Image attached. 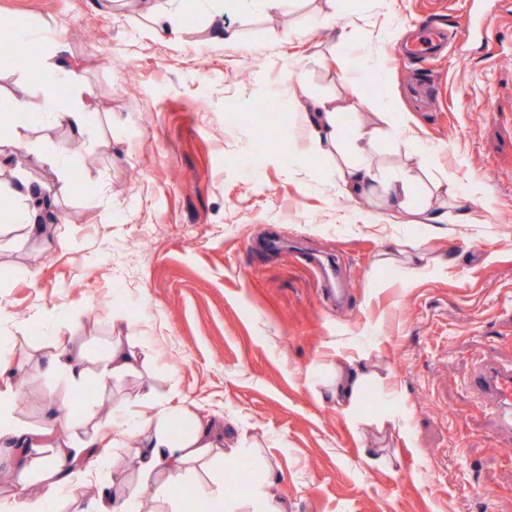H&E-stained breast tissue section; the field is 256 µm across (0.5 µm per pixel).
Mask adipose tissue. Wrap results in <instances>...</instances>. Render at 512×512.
Listing matches in <instances>:
<instances>
[{"label": "adipose tissue", "instance_id": "1", "mask_svg": "<svg viewBox=\"0 0 512 512\" xmlns=\"http://www.w3.org/2000/svg\"><path fill=\"white\" fill-rule=\"evenodd\" d=\"M68 50L58 45L50 58L34 57L32 67L41 75L42 93L36 98H16L9 106L14 110L36 112L42 110L56 95V88L69 75ZM302 117L308 130L310 151L322 152L337 142V109L321 102L302 104ZM374 131L358 128L352 141L351 153L343 157L337 174L345 194L384 197L393 215L409 211L410 188L418 180L416 170H408L402 178L381 181L361 158L372 145ZM370 373L364 366L350 362L336 370V383L331 397L338 409L353 413L364 393ZM11 387L0 389V441L20 447L44 449L37 464L45 487L43 495L35 497L28 491L26 477H18L12 494L10 512H58V502H65L68 512H86L82 493L83 479L92 471L89 455L64 448L56 440L58 432L70 431L72 422L67 418L50 421L39 432L18 430L8 409ZM174 415L160 411L143 416L136 423H128L114 416L98 424L99 429L112 432L113 441L135 439L139 457L137 477L116 475L111 492L102 493L98 512H129L131 504L152 492L154 497L169 505L170 512H182V490L186 475L193 463H209L215 459H233L238 448L225 443L223 436L215 434L203 422H195L181 437H173ZM195 495L207 504L209 512H287L286 505L270 491L269 480L259 481L247 497L229 503L217 482H198Z\"/></svg>", "mask_w": 512, "mask_h": 512}]
</instances>
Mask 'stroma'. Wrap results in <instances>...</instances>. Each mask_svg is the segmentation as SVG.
Returning <instances> with one entry per match:
<instances>
[{"instance_id":"1","label":"stroma","mask_w":512,"mask_h":512,"mask_svg":"<svg viewBox=\"0 0 512 512\" xmlns=\"http://www.w3.org/2000/svg\"><path fill=\"white\" fill-rule=\"evenodd\" d=\"M427 3L454 39L420 63L405 52ZM169 6L172 41L127 0H0L32 52L67 45L95 99L80 150L57 121L68 92L14 127L27 149L0 150V181L67 186L47 232L0 223V359L30 395L17 426L67 407L80 446L102 408L180 407L243 447L288 512H512V446L468 385L477 360L512 361V0ZM217 12L235 41L212 37ZM303 97L341 104L337 151L308 150ZM362 124L380 179L428 157L414 197L449 180L469 223L397 224L382 197H348L336 163ZM273 235L336 258L349 308L320 302ZM417 250L444 262L414 280ZM117 337L145 364L98 374ZM61 343L92 369L81 386L44 369ZM349 361L383 380L347 415L328 390ZM95 467L91 507L113 472L135 474L133 445Z\"/></svg>"}]
</instances>
